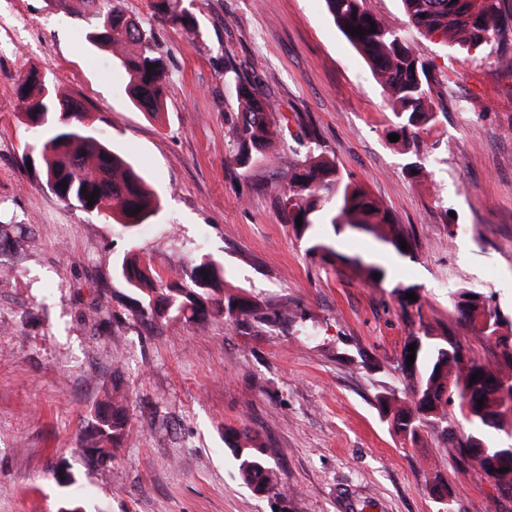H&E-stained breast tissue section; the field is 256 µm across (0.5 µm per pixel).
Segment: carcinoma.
Wrapping results in <instances>:
<instances>
[{
  "instance_id": "carcinoma-1",
  "label": "carcinoma",
  "mask_w": 512,
  "mask_h": 512,
  "mask_svg": "<svg viewBox=\"0 0 512 512\" xmlns=\"http://www.w3.org/2000/svg\"><path fill=\"white\" fill-rule=\"evenodd\" d=\"M488 8L467 18L470 0H402L408 23L425 36H436L462 50L479 47L490 40V33H504L512 27L508 0H489ZM337 28L364 56L382 85L392 107L395 133L406 154L415 158L439 148V142L427 143L425 137L439 125L443 111L432 99L431 75L396 31L363 7V0H325ZM155 16L182 26L196 28L195 17L177 10L172 0H150ZM96 26L89 32L91 43L109 47L116 62L129 76L128 90L134 107L152 117L163 111L167 68L153 29L144 28L128 17L122 0H107L94 11ZM376 32H370L371 26ZM361 27L363 34L353 35L346 27ZM155 68L147 70V65ZM236 93L241 118L235 127L238 144L236 163L248 166L257 154H268L274 145L270 115L274 101L250 82L239 81ZM16 94L26 124L43 130L38 141L41 175L46 186L63 202L83 210L104 212L132 230L155 215L161 206L158 195L143 176L122 155L85 125L88 110L84 102L60 93L48 74L29 72L16 83ZM286 223L302 226L296 231L309 235V251L326 259H340L353 270L365 274L373 285H381L387 271L370 256H344L316 233V227L329 225L337 231L345 227L356 233H368L401 253L400 230L387 209L374 200L359 184L350 180L336 161L319 154L288 169L286 181L274 186ZM94 195L93 206L88 196ZM139 213H134L136 208ZM121 276L135 295L133 313L153 323L182 318L202 326L215 315L236 326L250 321L281 325L291 321L288 302L281 301L263 311L252 299L223 289L224 271L214 260H200L182 279L150 274L137 257H126ZM380 278H374L375 274ZM481 293L458 288L452 293L456 323L501 359L495 365L480 363L468 356L460 341L451 334L437 336L429 328L411 335L407 344L416 345L413 365L410 352L402 354L401 371L407 380L409 402L396 406L391 398L382 400L385 412L392 414L394 429L415 442L424 430L440 434L448 452L464 465L494 479L503 494L512 495V452L486 437L489 429L502 431L499 412L502 394H512V337L505 330L512 322L496 313L497 325H490L479 307ZM479 374L471 382L473 374ZM116 389L104 394L92 415V423L82 433L88 454L98 463L112 460L121 447L129 421L124 403L115 399ZM483 406H478V400ZM453 407L468 424L460 430L452 418ZM224 442L233 452L239 478L258 495L276 493L277 476L266 462V450L255 439L232 431L224 433ZM506 472L501 473L499 469Z\"/></svg>"
}]
</instances>
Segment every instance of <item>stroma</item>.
Segmentation results:
<instances>
[{"instance_id": "stroma-1", "label": "stroma", "mask_w": 512, "mask_h": 512, "mask_svg": "<svg viewBox=\"0 0 512 512\" xmlns=\"http://www.w3.org/2000/svg\"><path fill=\"white\" fill-rule=\"evenodd\" d=\"M196 32L159 21L149 0L128 16L159 32L164 110L131 103L128 76L85 35L84 0H0V512H58L71 474L88 512H512L479 472L430 432L410 442L378 401L403 394L410 334L453 330L451 292L491 297L512 317V33L470 52L420 35L400 0H365L429 65L445 112L420 171L390 141L381 85L334 24L325 0H181ZM51 72L84 101L101 136L161 196L159 213L126 230L62 202L41 183L39 134L24 123L15 82ZM276 101L274 159L234 158L236 79ZM326 153L390 212L409 246L325 229L338 257L309 252L272 190L289 167ZM373 256L378 287L341 263ZM161 273L208 255L224 289L260 306L287 301L289 326L235 328L129 315L116 268L125 255ZM412 288L405 305L395 284ZM121 314L105 332L99 317ZM119 386L129 435L112 462H91L81 433L104 387ZM247 430L267 450L279 495L239 479L224 443Z\"/></svg>"}]
</instances>
